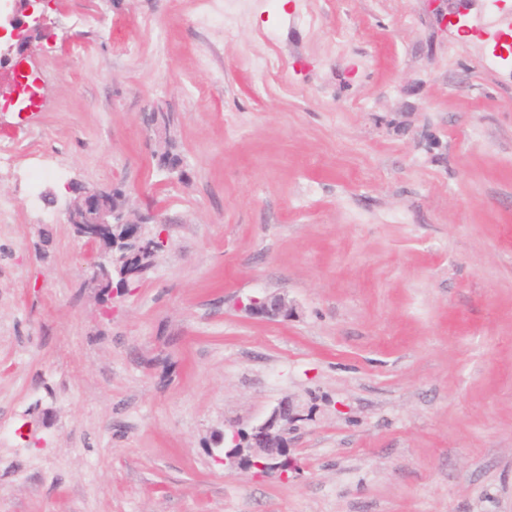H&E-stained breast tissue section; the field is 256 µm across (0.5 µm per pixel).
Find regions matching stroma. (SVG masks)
<instances>
[{"label": "stroma", "instance_id": "obj_1", "mask_svg": "<svg viewBox=\"0 0 512 512\" xmlns=\"http://www.w3.org/2000/svg\"><path fill=\"white\" fill-rule=\"evenodd\" d=\"M307 4L46 0L0 140L68 176L47 224L0 167V512H512V0ZM107 186L166 245L106 298L66 210ZM286 398L287 477L216 459ZM199 22L204 26L219 25L229 32L237 22L247 0H203ZM251 315L275 321L280 317H288V302L284 295L262 293L248 298L244 305Z\"/></svg>", "mask_w": 512, "mask_h": 512}]
</instances>
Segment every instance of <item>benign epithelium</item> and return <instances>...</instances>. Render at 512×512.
I'll return each mask as SVG.
<instances>
[{"label":"benign epithelium","mask_w":512,"mask_h":512,"mask_svg":"<svg viewBox=\"0 0 512 512\" xmlns=\"http://www.w3.org/2000/svg\"><path fill=\"white\" fill-rule=\"evenodd\" d=\"M19 6L0 24V39L5 33L10 38L0 45V64L16 69L33 55L34 46L29 39L32 31L46 29L47 16L35 10L34 0H17ZM124 193L116 188H85L66 211L67 223L74 235L92 248L88 283L101 291L111 293L113 276L120 278L118 287L126 288L140 275L138 255L128 254L123 259L124 272H115V252L119 243L141 240L140 227L154 223L152 214L135 215L124 204ZM124 229V238L113 237L115 227ZM245 310L257 317L275 321L288 316V302L281 294L262 293L248 298ZM294 419L293 406L288 400L281 401L251 432L243 442L222 449V460L229 466H253L260 473L276 471L288 477L294 457L287 447L283 433Z\"/></svg>","instance_id":"1"}]
</instances>
